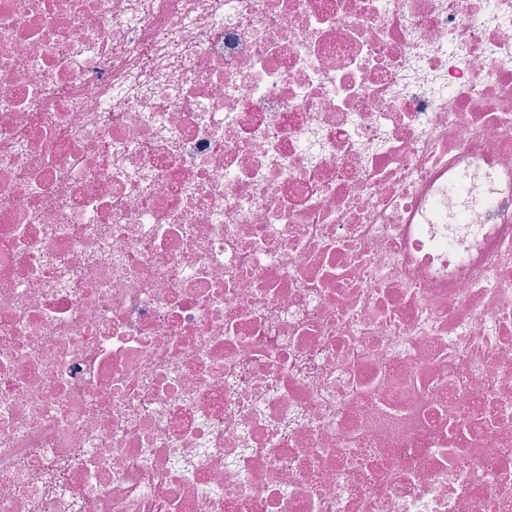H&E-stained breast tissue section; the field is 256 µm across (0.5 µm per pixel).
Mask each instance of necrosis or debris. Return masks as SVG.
<instances>
[{
  "label": "necrosis or debris",
  "mask_w": 512,
  "mask_h": 512,
  "mask_svg": "<svg viewBox=\"0 0 512 512\" xmlns=\"http://www.w3.org/2000/svg\"><path fill=\"white\" fill-rule=\"evenodd\" d=\"M0 512H512V0H0Z\"/></svg>",
  "instance_id": "1"
}]
</instances>
